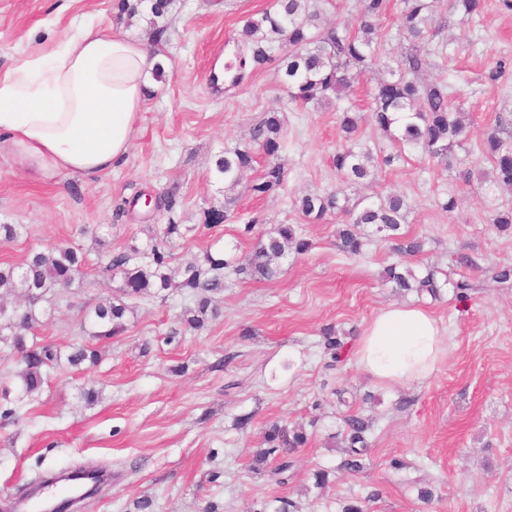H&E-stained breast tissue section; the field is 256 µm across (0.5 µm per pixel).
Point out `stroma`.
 I'll return each mask as SVG.
<instances>
[{
    "mask_svg": "<svg viewBox=\"0 0 512 512\" xmlns=\"http://www.w3.org/2000/svg\"><path fill=\"white\" fill-rule=\"evenodd\" d=\"M272 0H176L163 47L168 74L149 90L126 162L93 180L27 177L8 154L0 155V224L18 235L0 241V263L18 264L33 251L69 242L87 268L52 297L39 316L34 340L61 350L90 344L96 364L51 372L38 398L18 408L17 421L0 420V507L49 469H92L109 475L79 512H136L148 497L153 512H203L208 502L224 512H252L257 502L285 497L300 512H341L364 499L366 512H512V285L496 283L493 270L512 265V230L491 222L492 206L512 208V191L488 197L491 163L483 139L498 117L512 135V10L502 0H482L478 15L449 11L443 0L421 49L426 79L444 80L452 103L471 118L465 148L451 166L418 152L378 166L373 182L349 188L350 198L390 191L410 204L406 231L423 239L412 267H436L450 287L439 298L398 294L382 273L395 256L388 242L369 235L363 256L336 247L338 218L304 220L294 208L305 192L328 193L341 180L332 156L340 138L335 106L293 103L277 64L247 71L234 88L212 81L217 65L238 70L231 38L244 21ZM120 0H0V68L25 49L70 33L87 14L115 21ZM282 121L285 147L278 160L287 172L276 191L256 196L246 183L268 158L256 153L245 183L225 189L214 177L224 151L243 145L270 112ZM178 190L175 216L134 206L136 197L160 199ZM456 197L446 212L441 204ZM226 210L210 225L212 211ZM183 224L169 250L174 265L202 259L205 250L250 252L259 233L277 224L302 226L312 243L305 255H288L278 276L253 280L224 272L214 317L198 331H183L179 315L190 296L172 288L134 299L127 329L117 338L89 339L86 310L111 298L121 275L97 269L106 255L161 234L168 220ZM256 221L254 233L244 226ZM469 281L457 299L454 281ZM427 308L448 338V354L427 380L388 388L363 373L353 357L329 368L319 344L332 326L354 342L388 305ZM289 370H281L283 361ZM101 391L86 406V383ZM374 417L372 446L363 469L342 468V416ZM251 425L235 429L237 415ZM280 420L305 425L308 441L293 459L287 486L250 468L262 427ZM327 470L329 485L316 489L314 474ZM432 492L420 500V489Z\"/></svg>",
    "mask_w": 512,
    "mask_h": 512,
    "instance_id": "1",
    "label": "stroma"
}]
</instances>
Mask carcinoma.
<instances>
[{"label":"carcinoma","mask_w":512,"mask_h":512,"mask_svg":"<svg viewBox=\"0 0 512 512\" xmlns=\"http://www.w3.org/2000/svg\"><path fill=\"white\" fill-rule=\"evenodd\" d=\"M174 0H122L118 21L135 17L146 22L153 44L157 35L168 32L169 11ZM399 24L413 43L424 42L431 30L434 0H401ZM386 8V0H362L361 22L354 33L336 26H323L317 13L310 10L309 0H274L271 9L245 20L234 37L242 64L254 70L264 68L273 59L279 60L281 80L290 99L306 107L329 104L342 97L359 74L376 78L375 92L369 107V122L377 127L399 149H417L429 158L448 161L455 149L463 148L470 137L469 125L461 108L451 104L448 86L442 81L424 78L428 60L418 50L411 49L396 65H391L380 52L376 20ZM363 116L344 110L340 113V129L344 143L334 155L336 172L351 186L374 175L378 162L392 163L396 156L379 160L372 149L357 138ZM282 123L277 114L264 118L250 133L249 141L215 162V177L229 188L236 187L243 173L252 167L254 149L269 157L278 156L283 148ZM487 157L492 163L489 194L499 188L512 189V140L495 131L484 140ZM285 178L284 166L273 162L263 170L249 191L262 196L280 186ZM306 219L322 221L334 214L346 213L349 221L336 231L337 246L350 255L362 253L365 227L373 233L395 242L400 255L413 256L422 251V240L402 232L409 204L400 193H389L372 201H357L343 193L305 194L295 200ZM312 242L291 224H279L261 235L252 252L237 257L214 253L207 249L199 262L172 267L171 253L152 237L141 248L132 247L108 256L102 272H119L123 278L121 295L95 305L85 315L86 332L94 339H109L126 330L127 315L133 307L127 298L155 296L169 288H180L195 298L194 307L180 314L186 328H203L214 313L213 298L224 293V270L231 268L251 279L271 280L279 270L277 260L292 251L304 255ZM83 257L67 245H54L31 253L21 264H0V296L20 293L24 305L8 311L0 302V312L6 314L0 323V341L10 340L17 357L18 369L13 385H0V399L17 406L34 399L46 383L50 371L66 364L77 368L85 362L96 363L98 352L88 345H78L64 355L52 345H30L27 336L39 324L36 305L53 289H67L74 280L68 276L82 272ZM384 282L396 292L439 293L435 272L416 273L411 267L394 263L384 270ZM324 352L331 360L339 357L342 343L333 328L322 331ZM348 456L342 467L351 472L362 469L361 455L369 448L367 436L372 419L359 412L342 417ZM307 433L302 426L290 427L279 421L269 422L261 432L260 445L253 456L254 466L263 468L269 459L277 460L269 470L276 485H286L293 466L292 455L305 446ZM296 504L282 497L261 502L254 512H292Z\"/></svg>","instance_id":"1"}]
</instances>
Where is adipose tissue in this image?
<instances>
[{"instance_id": "ef3b65f1", "label": "adipose tissue", "mask_w": 512, "mask_h": 512, "mask_svg": "<svg viewBox=\"0 0 512 512\" xmlns=\"http://www.w3.org/2000/svg\"><path fill=\"white\" fill-rule=\"evenodd\" d=\"M147 48L91 18L0 70V150L36 177L94 179L124 161L156 64ZM448 345L421 307L391 305L359 336L354 356L378 383L430 377Z\"/></svg>"}]
</instances>
